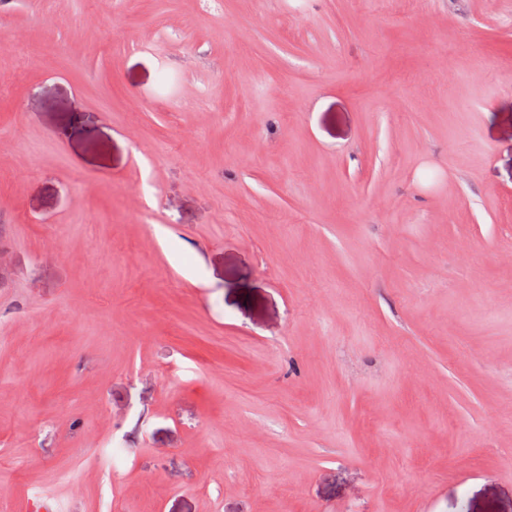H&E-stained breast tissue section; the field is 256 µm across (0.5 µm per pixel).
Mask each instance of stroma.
<instances>
[{
  "label": "stroma",
  "instance_id": "35a3bbf8",
  "mask_svg": "<svg viewBox=\"0 0 512 512\" xmlns=\"http://www.w3.org/2000/svg\"><path fill=\"white\" fill-rule=\"evenodd\" d=\"M512 512V0H0V512Z\"/></svg>",
  "mask_w": 512,
  "mask_h": 512
}]
</instances>
